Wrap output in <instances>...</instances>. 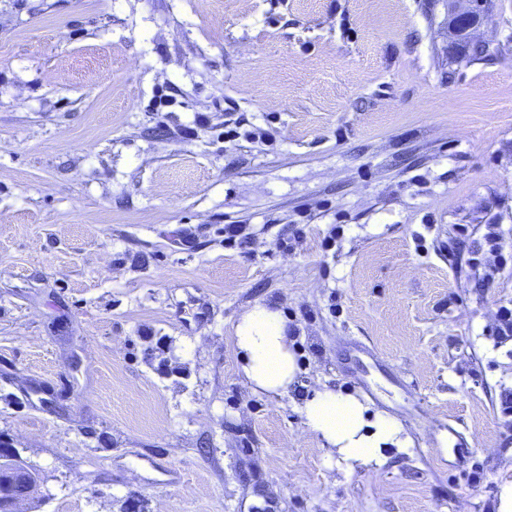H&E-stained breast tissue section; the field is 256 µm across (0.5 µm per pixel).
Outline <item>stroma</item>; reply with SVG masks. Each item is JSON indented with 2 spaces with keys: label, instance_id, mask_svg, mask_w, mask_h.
Instances as JSON below:
<instances>
[{
  "label": "stroma",
  "instance_id": "1",
  "mask_svg": "<svg viewBox=\"0 0 512 512\" xmlns=\"http://www.w3.org/2000/svg\"><path fill=\"white\" fill-rule=\"evenodd\" d=\"M493 3L472 60L448 0H0V441L40 476L18 512H496L512 266L486 288L470 263L486 225L512 248ZM259 303L294 338L282 396L240 370ZM326 385L373 391L409 447L339 470L301 412Z\"/></svg>",
  "mask_w": 512,
  "mask_h": 512
}]
</instances>
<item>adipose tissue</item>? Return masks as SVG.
Wrapping results in <instances>:
<instances>
[{
  "label": "adipose tissue",
  "instance_id": "obj_1",
  "mask_svg": "<svg viewBox=\"0 0 512 512\" xmlns=\"http://www.w3.org/2000/svg\"><path fill=\"white\" fill-rule=\"evenodd\" d=\"M233 339L253 391L271 395L289 391L299 365L288 322L279 311L254 305L241 315ZM302 413L308 428L334 450L337 466L346 471L359 465L381 466L388 450L408 444L402 424L394 418L327 387L304 402Z\"/></svg>",
  "mask_w": 512,
  "mask_h": 512
}]
</instances>
